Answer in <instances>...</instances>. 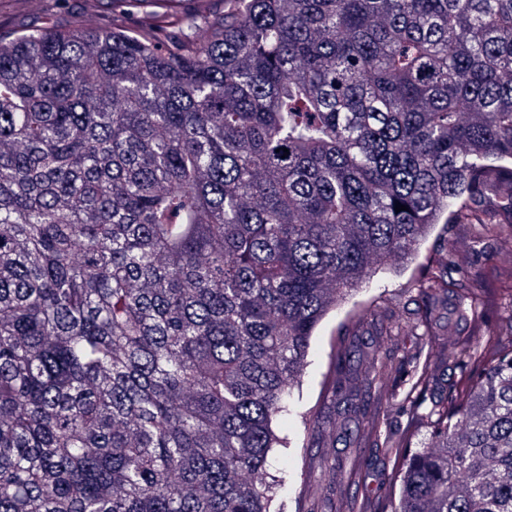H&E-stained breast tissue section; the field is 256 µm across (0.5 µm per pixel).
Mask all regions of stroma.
<instances>
[{
	"label": "stroma",
	"instance_id": "35a3bbf8",
	"mask_svg": "<svg viewBox=\"0 0 512 512\" xmlns=\"http://www.w3.org/2000/svg\"><path fill=\"white\" fill-rule=\"evenodd\" d=\"M145 9L143 0H0V30L17 32L33 24H53L58 28L84 26L87 17H95L101 27H130ZM468 225L436 227L423 243L414 264L397 271L377 275L360 288L318 328L312 342L308 366L289 399L288 413L276 423L279 436L288 447L274 449V470L282 472L285 484L273 508L275 512H349L351 500L387 496L397 492L392 461L370 445L346 447L336 438V397L330 386L332 345L337 336L361 335L356 314L367 307L389 300L397 306L401 320L413 319L420 302L408 287L424 263L444 241H452L455 263L448 275L454 279L471 278L488 262L512 267V230L486 239L478 248L470 246ZM356 465L354 482L339 486L323 469L324 460Z\"/></svg>",
	"mask_w": 512,
	"mask_h": 512
}]
</instances>
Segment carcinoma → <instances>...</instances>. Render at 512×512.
<instances>
[{
    "label": "carcinoma",
    "instance_id": "1",
    "mask_svg": "<svg viewBox=\"0 0 512 512\" xmlns=\"http://www.w3.org/2000/svg\"><path fill=\"white\" fill-rule=\"evenodd\" d=\"M488 201L512 212V0L0 35V512H271L322 321L438 224L493 236ZM450 256L419 317L388 303L336 345L337 436L400 482L350 512H512V312L496 266L450 280ZM407 330L428 342L400 358Z\"/></svg>",
    "mask_w": 512,
    "mask_h": 512
}]
</instances>
